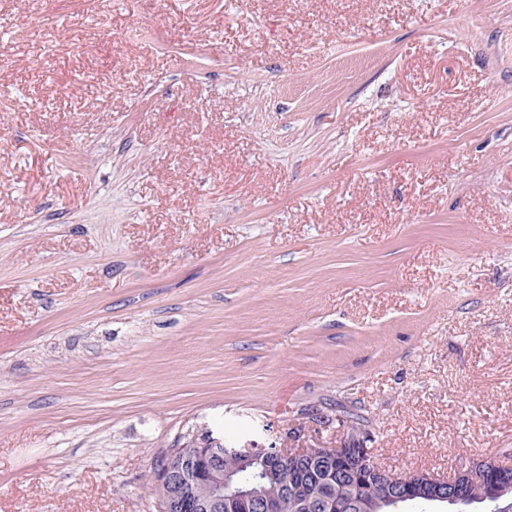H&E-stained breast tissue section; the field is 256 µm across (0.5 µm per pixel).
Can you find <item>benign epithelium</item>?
Returning a JSON list of instances; mask_svg holds the SVG:
<instances>
[{
	"mask_svg": "<svg viewBox=\"0 0 512 512\" xmlns=\"http://www.w3.org/2000/svg\"><path fill=\"white\" fill-rule=\"evenodd\" d=\"M231 455L242 463H259L255 479L263 482L279 477H292L298 462L317 460L336 454V449L322 445H299L281 448L272 442L266 448L252 444L240 446L212 430L187 433L183 442L171 449L158 469L159 479L168 485L169 493L161 512H284L283 500H270L256 489L246 488L238 477V470L224 469V455ZM379 478L401 489L400 501L411 502L419 496L432 501L437 512L449 506L454 512H467L471 503L466 500L465 486L459 480L468 479L475 467L457 470L451 477L418 472L415 478L404 476L372 463ZM198 481L204 494L193 499L188 494L187 482Z\"/></svg>",
	"mask_w": 512,
	"mask_h": 512,
	"instance_id": "1",
	"label": "benign epithelium"
}]
</instances>
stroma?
I'll list each match as a JSON object with an SVG mask.
<instances>
[{
    "label": "stroma",
    "mask_w": 512,
    "mask_h": 512,
    "mask_svg": "<svg viewBox=\"0 0 512 512\" xmlns=\"http://www.w3.org/2000/svg\"><path fill=\"white\" fill-rule=\"evenodd\" d=\"M203 427L512 467V0H0V512Z\"/></svg>",
    "instance_id": "stroma-1"
}]
</instances>
